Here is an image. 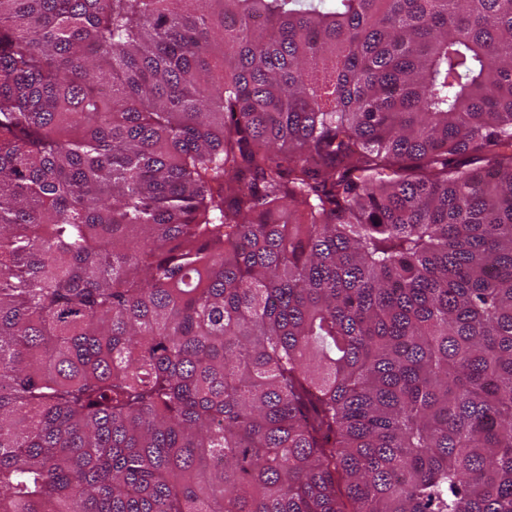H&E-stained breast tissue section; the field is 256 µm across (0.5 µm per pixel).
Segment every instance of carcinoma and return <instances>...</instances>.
Wrapping results in <instances>:
<instances>
[{
    "instance_id": "obj_1",
    "label": "carcinoma",
    "mask_w": 512,
    "mask_h": 512,
    "mask_svg": "<svg viewBox=\"0 0 512 512\" xmlns=\"http://www.w3.org/2000/svg\"><path fill=\"white\" fill-rule=\"evenodd\" d=\"M0 512H512V0H0Z\"/></svg>"
}]
</instances>
